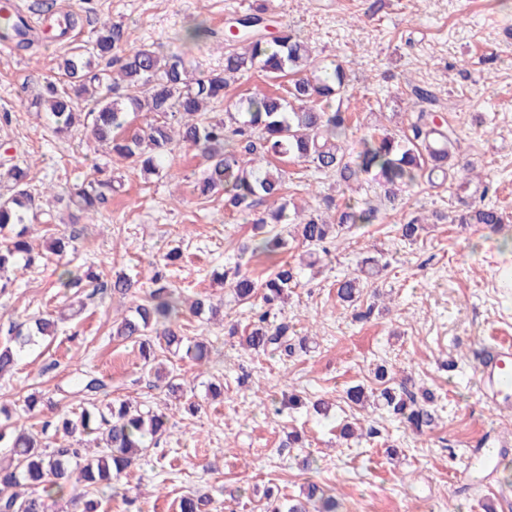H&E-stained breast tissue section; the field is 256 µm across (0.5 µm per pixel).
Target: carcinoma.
Returning a JSON list of instances; mask_svg holds the SVG:
<instances>
[{
	"mask_svg": "<svg viewBox=\"0 0 512 512\" xmlns=\"http://www.w3.org/2000/svg\"><path fill=\"white\" fill-rule=\"evenodd\" d=\"M269 16L262 8L253 9L230 25L229 32L237 47L224 52V67L189 76L181 58L160 47L141 45L121 57L112 55L120 41V28L102 22L100 32L88 50L72 52L63 60L62 69L69 86L59 89L47 84L44 94L32 105L43 106L53 118L57 134H70L91 120V133L107 145L112 155L136 169L148 179L159 175L162 162L181 144L195 149L208 165L195 179L193 192L207 199L216 191H224V207L262 230V237L252 248L254 254H272L285 247L287 240L279 224L286 214L287 172L263 166L259 158H298L311 163L315 170L349 187L373 176L380 188L378 201L348 200L339 207L332 198H323L325 210H336L335 218L326 219L319 211H294V237L311 250L305 266L318 264L314 251L327 252L326 243L339 237L355 224H373L380 206L396 208L402 193L427 181L445 184L458 181L457 190L465 188L479 176L476 163L460 152L457 129L434 111L436 97L427 86L414 85L411 95L417 111L411 113L407 128L379 136L365 135L358 148L348 152L343 146L351 129V114L343 107L348 75L340 63L332 66L313 57L308 45L300 40L288 24H277L276 34H266ZM258 68L271 78L288 74L292 79L286 94L261 90L241 100L237 111L225 117L211 116L207 104L224 99V90L234 75ZM94 91L92 107L79 109L77 99ZM143 113L147 120L130 134L125 133L132 114ZM0 231L21 226L4 246H0V289L10 284L9 271L26 269L38 259L57 258L58 282L65 290L78 288L85 279L99 275L84 272L64 260L71 239L64 235L51 237L47 253H36L27 240L24 225L35 217L38 198L31 190L29 173L16 164L0 163ZM119 187L112 180L92 178L70 193L69 201L88 214L99 212L108 194ZM265 210L256 211L259 204ZM477 224L498 230L504 224L503 212L493 205L468 206L443 215H409L401 224V236L417 239L425 224ZM368 268L361 274L336 282V297L350 307L355 306L364 291L363 279L378 273L377 260L365 261ZM299 273L291 264H283L263 282L237 275L231 288L237 301L249 303L261 296L267 310L255 314V320L244 336L245 344L255 351L292 352L288 324L269 321V308L282 303L288 290L296 286ZM154 288L136 297L129 314L114 321L112 334L123 340L141 339L140 353L145 364L159 356L154 343L146 336L154 332L164 337L165 351L174 355L185 350V357L200 362L208 348L201 341L183 344L179 320L187 313L201 316L214 314L211 302L195 299L184 305L180 291L162 273L153 276ZM100 286L112 293L127 296L136 287L129 277L118 273L112 282ZM56 322L39 317L27 333L20 331L9 343L0 347V376L15 367L20 352L38 339L52 336ZM78 391L86 395L101 392L105 383L98 377L84 376L77 381ZM418 402L406 386H386L378 396L381 406L408 423L415 431L433 425L435 418L425 403L430 392L422 393ZM0 447L8 449L11 462L0 463V512H53L60 500H66L72 512H100L101 498L117 494V485L127 471L146 453L150 445L167 431V417L151 409H141L128 400H118L104 407L92 400L81 411L46 423L63 430L67 440L55 450L46 451L42 438L32 431L11 423L6 405H0ZM99 434L105 440L101 455L84 454L83 437ZM304 499L287 508L270 504L264 512H338L339 503L317 484L303 490ZM211 498L187 494L178 501V512H207Z\"/></svg>",
	"mask_w": 512,
	"mask_h": 512,
	"instance_id": "carcinoma-1",
	"label": "carcinoma"
}]
</instances>
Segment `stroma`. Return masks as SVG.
I'll return each instance as SVG.
<instances>
[{"label":"stroma","instance_id":"1","mask_svg":"<svg viewBox=\"0 0 512 512\" xmlns=\"http://www.w3.org/2000/svg\"><path fill=\"white\" fill-rule=\"evenodd\" d=\"M259 6L287 22L313 56L347 69L349 144L406 125L409 87L425 83L481 171L462 192L415 187L401 206L382 209L376 223L346 230L331 247V262L303 269L275 311L306 339L290 357L246 349L240 337L228 336L230 325L245 329L253 312L236 301L222 274L233 265L264 280L279 263L298 264L300 242L269 257L241 252L254 228L225 210L223 193L206 201L193 195L203 168L195 152L176 150L168 174L146 180L113 161L87 130L56 136L47 114L28 105L56 79L74 45L91 44L92 21L120 26L123 49L154 44L183 56L197 76L223 63L227 19ZM53 7L78 15L71 34L39 35L26 50L0 47V161L29 167L34 190L53 187L42 198L50 220L30 227L33 246L44 248L57 231L72 235L76 263L108 276L127 273L146 288L165 267L183 300L211 299L222 316L182 322L186 337L209 348L205 362L179 363L188 399L202 405L187 417L144 367L138 342L112 334L131 298L85 291L81 315L60 323L54 339L27 348L14 372L0 377V402L13 421L44 430L45 443L56 446L60 437L47 423L82 405L74 382L86 374L107 385L100 404L121 398L166 412L168 431L125 477L126 498L104 501L102 512H176L180 496L192 490L211 495L212 512H262L266 490L285 502L312 482L336 497L339 512H512V494L501 495L497 481L454 486L468 449L490 434L512 440V413L488 409L479 394L485 346L512 341V256L502 245L512 236V0H383L374 10L368 0H53ZM200 22L214 37L187 40V29ZM98 168L122 182L100 213L58 201ZM286 169L290 201L315 208L330 195L344 202L335 178L304 163ZM462 202L498 206L502 232L443 223L426 225L416 241L401 237L398 226L410 213H446ZM176 246L181 257L165 263ZM367 257L385 268L364 290L361 305L372 315L359 320L337 300L336 281ZM57 277L55 264L44 262L0 292V344L13 326L65 310L69 299ZM380 365L392 380L434 393L430 429L413 432L383 411L347 401L352 386L380 390ZM32 393L51 399L52 408L25 413ZM320 398L331 404L329 415L314 413L311 403ZM355 421L374 424L380 436L342 439V424ZM291 431L302 447H286Z\"/></svg>","mask_w":512,"mask_h":512}]
</instances>
